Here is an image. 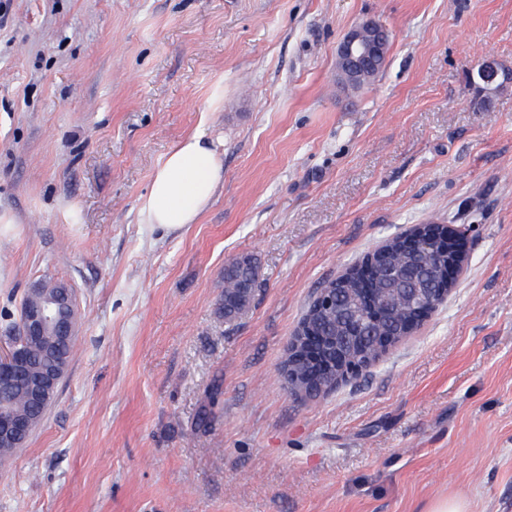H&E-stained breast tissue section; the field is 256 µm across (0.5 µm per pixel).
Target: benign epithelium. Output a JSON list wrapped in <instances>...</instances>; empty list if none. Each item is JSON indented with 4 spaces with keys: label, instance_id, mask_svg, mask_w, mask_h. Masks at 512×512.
I'll return each instance as SVG.
<instances>
[{
    "label": "benign epithelium",
    "instance_id": "benign-epithelium-1",
    "mask_svg": "<svg viewBox=\"0 0 512 512\" xmlns=\"http://www.w3.org/2000/svg\"><path fill=\"white\" fill-rule=\"evenodd\" d=\"M389 33L379 22L365 19L344 36L336 51V79L344 88L365 86L368 73L388 55ZM503 74L493 61L482 62L477 76L491 85ZM470 226L437 224L430 228L415 225L369 252L353 269L362 272L371 284L343 300L328 284L316 291L312 307L334 323L335 331L317 335V324L308 316L288 343L280 372L288 392L294 396L322 394L358 376L386 351L412 334L397 332L387 316L392 312H414V326L421 325L453 290L459 272L468 261ZM400 243L416 255L436 259L435 267L403 266L392 259L390 246ZM77 308L73 289L67 287L36 306L22 309L21 332L27 337L51 334L57 347L48 351L38 369L26 351L12 340L0 341V387L19 382L33 406L44 407L57 394L66 365L59 352L62 344H72L76 328L72 316ZM33 429L30 418L0 406V441L16 448L25 446Z\"/></svg>",
    "mask_w": 512,
    "mask_h": 512
}]
</instances>
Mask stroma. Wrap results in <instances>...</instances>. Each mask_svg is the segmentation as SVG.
Segmentation results:
<instances>
[{"instance_id":"obj_1","label":"stroma","mask_w":512,"mask_h":512,"mask_svg":"<svg viewBox=\"0 0 512 512\" xmlns=\"http://www.w3.org/2000/svg\"><path fill=\"white\" fill-rule=\"evenodd\" d=\"M390 34L358 91L336 48ZM512 0H0V337L42 279L75 356L0 512H512ZM203 131L198 223L140 212ZM467 224L448 299L361 375L292 396L314 291L386 239ZM259 279L233 321L224 264Z\"/></svg>"}]
</instances>
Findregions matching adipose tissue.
I'll return each instance as SVG.
<instances>
[{
	"label": "adipose tissue",
	"mask_w": 512,
	"mask_h": 512,
	"mask_svg": "<svg viewBox=\"0 0 512 512\" xmlns=\"http://www.w3.org/2000/svg\"><path fill=\"white\" fill-rule=\"evenodd\" d=\"M224 180V167L204 133L181 140L154 173L141 203L147 223L179 231L197 223Z\"/></svg>",
	"instance_id": "obj_1"
}]
</instances>
